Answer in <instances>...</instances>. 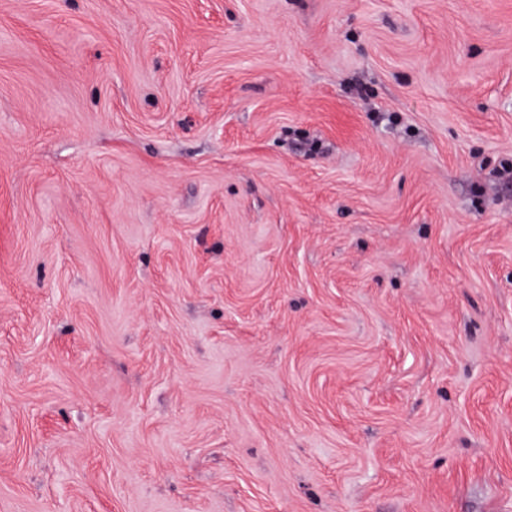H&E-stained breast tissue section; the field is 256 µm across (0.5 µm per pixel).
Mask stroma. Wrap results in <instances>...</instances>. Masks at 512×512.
I'll use <instances>...</instances> for the list:
<instances>
[{
  "label": "stroma",
  "mask_w": 512,
  "mask_h": 512,
  "mask_svg": "<svg viewBox=\"0 0 512 512\" xmlns=\"http://www.w3.org/2000/svg\"><path fill=\"white\" fill-rule=\"evenodd\" d=\"M512 0H0V512H512Z\"/></svg>",
  "instance_id": "obj_1"
}]
</instances>
